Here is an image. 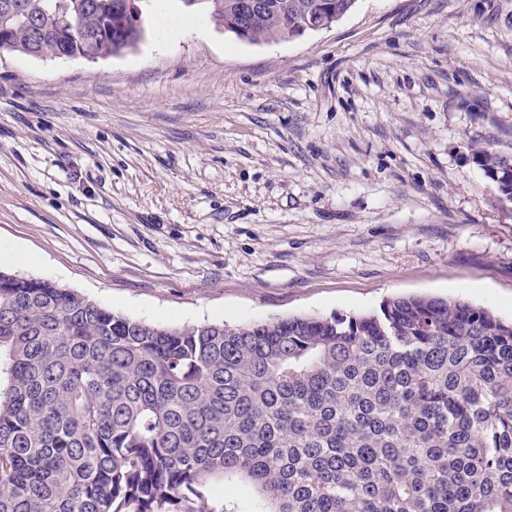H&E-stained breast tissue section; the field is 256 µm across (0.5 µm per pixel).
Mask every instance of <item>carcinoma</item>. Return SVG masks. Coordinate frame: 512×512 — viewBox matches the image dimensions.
<instances>
[{"mask_svg": "<svg viewBox=\"0 0 512 512\" xmlns=\"http://www.w3.org/2000/svg\"><path fill=\"white\" fill-rule=\"evenodd\" d=\"M0 48L63 22L103 58L127 0H19ZM206 0L250 42L334 24L356 0ZM473 159L512 205V155ZM0 512H512V321L467 301L164 326L0 270Z\"/></svg>", "mask_w": 512, "mask_h": 512, "instance_id": "cac0c4a2", "label": "carcinoma"}]
</instances>
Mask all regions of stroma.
Here are the masks:
<instances>
[{"label":"stroma","instance_id":"obj_1","mask_svg":"<svg viewBox=\"0 0 512 512\" xmlns=\"http://www.w3.org/2000/svg\"><path fill=\"white\" fill-rule=\"evenodd\" d=\"M167 25H159V17ZM93 62L0 52V269L154 324L365 312L512 319V0H357L241 41L181 0ZM471 151L476 164L495 187L496 202L512 205V155L498 152L487 143H476Z\"/></svg>","mask_w":512,"mask_h":512}]
</instances>
